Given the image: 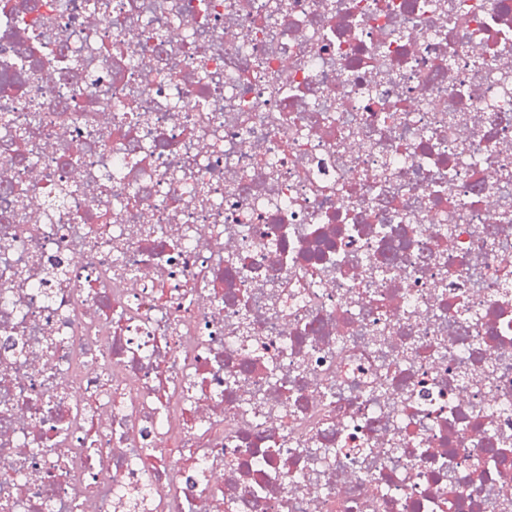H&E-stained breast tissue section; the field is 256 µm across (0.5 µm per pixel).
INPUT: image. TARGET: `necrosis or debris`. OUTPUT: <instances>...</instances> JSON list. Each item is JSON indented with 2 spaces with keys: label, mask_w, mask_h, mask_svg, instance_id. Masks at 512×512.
<instances>
[{
  "label": "necrosis or debris",
  "mask_w": 512,
  "mask_h": 512,
  "mask_svg": "<svg viewBox=\"0 0 512 512\" xmlns=\"http://www.w3.org/2000/svg\"><path fill=\"white\" fill-rule=\"evenodd\" d=\"M19 2L0 512H512V0Z\"/></svg>",
  "instance_id": "necrosis-or-debris-1"
}]
</instances>
